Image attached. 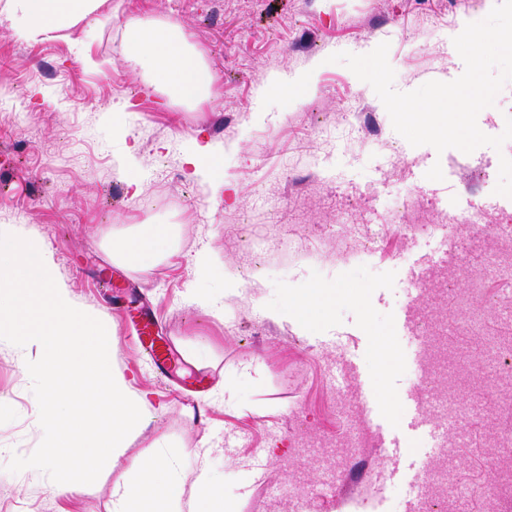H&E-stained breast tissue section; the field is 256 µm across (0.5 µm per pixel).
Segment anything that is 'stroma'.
I'll use <instances>...</instances> for the list:
<instances>
[{"label":"stroma","instance_id":"1","mask_svg":"<svg viewBox=\"0 0 512 512\" xmlns=\"http://www.w3.org/2000/svg\"><path fill=\"white\" fill-rule=\"evenodd\" d=\"M465 14L485 18L486 0H109L89 32L34 42L0 23V227L41 246L56 284L109 330L111 363L154 415L107 478L53 495L43 472L7 469L43 430L18 351L0 342V512H110L113 482L159 455L188 490L208 463L236 512H356L353 498L379 489L378 512H406L412 480L430 470L439 444L410 421L418 403L429 419L439 414L420 363L432 345L421 322L440 318L443 387L477 405L468 428L479 444H459L453 481L471 491L468 512H483L492 443L512 432V411L499 406L512 371L491 377L460 356L512 346V275L492 272L475 232L449 236L441 217L476 205L483 223L512 224V198L494 192L512 140L469 154L411 146L372 87L329 60L386 42L396 90L456 79L464 63L451 37ZM132 18L179 25L215 76L206 100L172 101L137 73L125 58ZM306 73L312 85L297 102L273 92L274 77ZM357 88L361 137L327 141ZM116 112L126 137L113 131ZM201 135L224 155V198L183 172L185 147ZM128 138L138 143L136 196L117 164ZM411 190L421 220L412 239L396 213ZM133 224L180 229L173 253L147 272L113 263L105 249ZM373 234L375 250L359 254ZM202 253L223 262L204 279ZM228 273L242 281L238 293L225 294ZM108 276L153 310L174 350L167 373L97 288ZM311 288L327 292L325 313L279 316L286 293ZM198 293L215 310L197 305ZM472 312L477 336L459 334ZM367 392L385 404L383 428L337 410L339 396ZM346 431L361 441L356 463L328 471L318 451Z\"/></svg>","mask_w":512,"mask_h":512}]
</instances>
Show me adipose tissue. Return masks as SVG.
<instances>
[{"mask_svg":"<svg viewBox=\"0 0 512 512\" xmlns=\"http://www.w3.org/2000/svg\"><path fill=\"white\" fill-rule=\"evenodd\" d=\"M107 0H0V16L12 37L21 42L66 38L90 26ZM125 56L148 73L154 89L170 99L192 104L208 97L214 77L198 55L187 48L175 24H127ZM189 178L209 183L214 195L225 191L223 155L206 140L193 139L183 157ZM176 229L171 224H138L113 235L112 260L139 271L151 270L172 252ZM182 482L174 467L155 457L141 461L131 482L112 486L111 512H233L222 485L200 467L190 501H183Z\"/></svg>","mask_w":512,"mask_h":512,"instance_id":"ef3b65f1","label":"adipose tissue"}]
</instances>
